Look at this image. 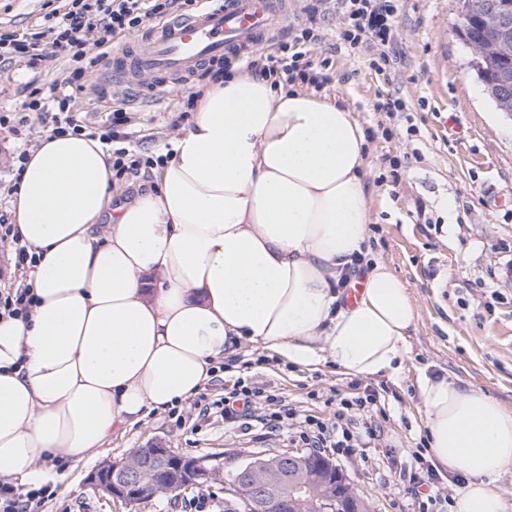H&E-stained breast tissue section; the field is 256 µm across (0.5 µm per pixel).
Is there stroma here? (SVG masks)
<instances>
[{
    "mask_svg": "<svg viewBox=\"0 0 512 512\" xmlns=\"http://www.w3.org/2000/svg\"><path fill=\"white\" fill-rule=\"evenodd\" d=\"M61 0H0V29L20 35L38 32L46 13ZM457 0H400L395 19L396 59L387 70L370 66L371 51L350 52L336 37L337 16L318 22L321 43L309 45L325 82L321 94L354 112L371 154L368 181L373 189L370 243L407 284L418 318L397 378L366 377L363 385L384 400V433L371 448L339 454L325 449L369 499L372 512H414V493L400 473L412 462L422 430L419 383L445 377L492 395L512 410V116L500 112L468 66L469 50L455 37ZM63 62L42 74L25 63L0 69V114L21 110L32 88L48 89L62 79ZM190 87H167L154 100L119 83L88 79L77 93L74 112L89 123L125 108L131 114L128 138L119 147L140 157H156L159 144L191 121L185 102ZM398 99L402 117L377 111L378 102ZM50 123L32 116L18 134L0 131V218L12 222L11 179L22 151L38 146ZM222 383L249 379L299 414L332 417L325 406L332 391L350 395L351 377L335 367L311 370L245 344L227 356ZM178 416L150 413L113 436L97 456L65 460L48 482L34 512H225L231 474L258 456L304 450L288 431H267L201 417L194 401L179 404ZM153 439L168 448L206 460L219 478L176 495L157 496L130 507L99 494L87 478L100 463L125 462L134 448Z\"/></svg>",
    "mask_w": 512,
    "mask_h": 512,
    "instance_id": "1",
    "label": "stroma"
}]
</instances>
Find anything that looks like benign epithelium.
I'll return each instance as SVG.
<instances>
[{
  "label": "benign epithelium",
  "mask_w": 512,
  "mask_h": 512,
  "mask_svg": "<svg viewBox=\"0 0 512 512\" xmlns=\"http://www.w3.org/2000/svg\"><path fill=\"white\" fill-rule=\"evenodd\" d=\"M129 466L104 462L88 477V484L105 496L135 506L164 492L179 493L189 487H204L211 468L203 460L178 455L160 440L134 449ZM309 454L290 452L259 470L250 465L237 477L248 491V508L253 512H289L307 499L318 501L320 512H362L365 497L358 494L347 474L331 461H323L308 481Z\"/></svg>",
  "instance_id": "obj_1"
}]
</instances>
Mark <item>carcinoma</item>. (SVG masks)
I'll return each mask as SVG.
<instances>
[{
  "label": "carcinoma",
  "mask_w": 512,
  "mask_h": 512,
  "mask_svg": "<svg viewBox=\"0 0 512 512\" xmlns=\"http://www.w3.org/2000/svg\"><path fill=\"white\" fill-rule=\"evenodd\" d=\"M497 0H477L478 9L470 23L455 30V36L471 53L472 70L484 86L495 107L512 101V89L501 93L499 76L512 75V43L500 41L493 27L492 8Z\"/></svg>",
  "instance_id": "1"
}]
</instances>
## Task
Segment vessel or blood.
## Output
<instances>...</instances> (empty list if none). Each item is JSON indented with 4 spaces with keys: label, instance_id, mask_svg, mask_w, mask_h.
<instances>
[{
    "label": "vessel or blood",
    "instance_id": "b4317fda",
    "mask_svg": "<svg viewBox=\"0 0 512 512\" xmlns=\"http://www.w3.org/2000/svg\"><path fill=\"white\" fill-rule=\"evenodd\" d=\"M288 24L286 0H199L189 15L149 28L143 49L125 46L107 58L109 70L129 84L152 79L151 92L188 85L203 65L230 53L246 55Z\"/></svg>",
    "mask_w": 512,
    "mask_h": 512
}]
</instances>
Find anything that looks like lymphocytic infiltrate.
<instances>
[{
    "label": "lymphocytic infiltrate",
    "instance_id": "obj_1",
    "mask_svg": "<svg viewBox=\"0 0 512 512\" xmlns=\"http://www.w3.org/2000/svg\"><path fill=\"white\" fill-rule=\"evenodd\" d=\"M195 3L196 0H65L45 16L41 31L32 37L0 33V68L16 60L32 68L53 60L63 61L69 71L51 89L56 110L50 113L49 119L54 134L77 133L82 126L77 114L70 110L74 99L72 90L100 62L99 57L89 55V46L108 47L116 35L139 30L154 19L175 16ZM335 9L340 19L338 36L342 43L353 50L371 49L372 67L386 69L395 38L398 0H336ZM317 13V8H310L306 24L290 28L287 38L279 45V54L267 56L265 64L260 66L248 61V68L257 69L266 78L282 73L288 80L298 79L321 87L319 75L301 66L303 54L298 50L299 45L318 42ZM0 243L8 246L14 268L20 273L19 281L0 286V317L28 314L34 300L30 273L36 257L21 244L12 225L0 224ZM263 398L262 388L240 377L212 406L227 422L253 417L265 428L298 430L301 439L312 448H357L377 441L382 435L380 419L386 410L379 393L374 391H366L357 398L337 399L335 420L331 423L301 416L285 406L268 415L254 416L256 404ZM356 423L361 426L357 432L352 429Z\"/></svg>",
    "mask_w": 512,
    "mask_h": 512
}]
</instances>
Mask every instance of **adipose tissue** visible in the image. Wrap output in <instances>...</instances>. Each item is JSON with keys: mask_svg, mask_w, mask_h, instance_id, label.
Returning <instances> with one entry per match:
<instances>
[{"mask_svg": "<svg viewBox=\"0 0 512 512\" xmlns=\"http://www.w3.org/2000/svg\"><path fill=\"white\" fill-rule=\"evenodd\" d=\"M169 159L112 202L99 138L30 151L12 213L37 256L29 318H0V478L49 480L150 412L193 397L244 343L310 369L397 376L417 312L372 257L365 132L336 101L251 74L210 84ZM363 272L354 305L342 280ZM438 467L466 477L457 512H512V410L445 378L420 383Z\"/></svg>", "mask_w": 512, "mask_h": 512, "instance_id": "obj_1", "label": "adipose tissue"}]
</instances>
